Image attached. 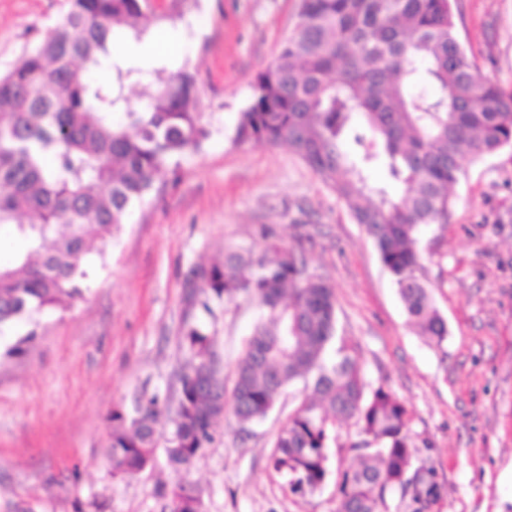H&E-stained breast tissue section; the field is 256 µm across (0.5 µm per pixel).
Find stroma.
Segmentation results:
<instances>
[{
  "label": "stroma",
  "mask_w": 512,
  "mask_h": 512,
  "mask_svg": "<svg viewBox=\"0 0 512 512\" xmlns=\"http://www.w3.org/2000/svg\"><path fill=\"white\" fill-rule=\"evenodd\" d=\"M298 0H200L173 30L171 68L197 75L210 130L162 192L137 207L92 257L89 289L41 316L27 352L0 363V512H160L158 485L186 481L206 512H335L338 469L363 436L343 423L325 484L292 493L274 470L273 440L301 397L287 387L267 418L241 430L232 414L188 470L164 454L152 469L116 476L107 457L114 409L142 391L177 399L185 322L205 320L225 379L257 311L244 300L203 318L185 283L201 263L270 233L305 255L336 295L337 334L369 389L406 406L417 459L433 463L436 512H512V147L477 162L452 189L447 223L424 228L421 279L444 317L442 341L411 327L391 274L336 191L285 144H237L234 131L259 72L294 31ZM67 0H0V73L64 16ZM459 38L482 73L512 86V0H456Z\"/></svg>",
  "instance_id": "1"
}]
</instances>
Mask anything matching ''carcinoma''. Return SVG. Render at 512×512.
I'll return each mask as SVG.
<instances>
[{
	"instance_id": "1",
	"label": "carcinoma",
	"mask_w": 512,
	"mask_h": 512,
	"mask_svg": "<svg viewBox=\"0 0 512 512\" xmlns=\"http://www.w3.org/2000/svg\"><path fill=\"white\" fill-rule=\"evenodd\" d=\"M189 0L148 11L144 0H70L69 10L20 64L0 74V231L24 248L0 264V333L64 307L87 287L86 257L112 239L130 208L155 190L210 131L199 112L196 76L164 61L135 105L129 88L141 69L112 55L117 32L140 41L183 19ZM454 0H301L295 33L260 72L234 141L284 142L343 200L394 277L408 320L440 341L447 325L418 276L421 227L446 224L462 161L512 146V89L484 76L461 43ZM105 68V82L90 73ZM435 92L419 90L421 81ZM125 122L116 124L114 113ZM381 169L401 188L394 198L370 183ZM188 302L214 315L212 301L243 298L260 312L224 384L214 337L185 324L187 360L178 407L158 392L133 411H112V475L154 466L156 428L171 425L167 465L189 466L231 407L243 427L264 419L282 391L304 394L274 442L273 468L291 491L321 486L336 428L351 419L365 438L339 471L336 512H432L442 498L435 467L414 464L407 409L390 391H366L361 367L335 338L334 288L304 257L263 243L198 265ZM34 332L0 353L22 355ZM161 512H205L201 493L177 483L159 490Z\"/></svg>"
}]
</instances>
